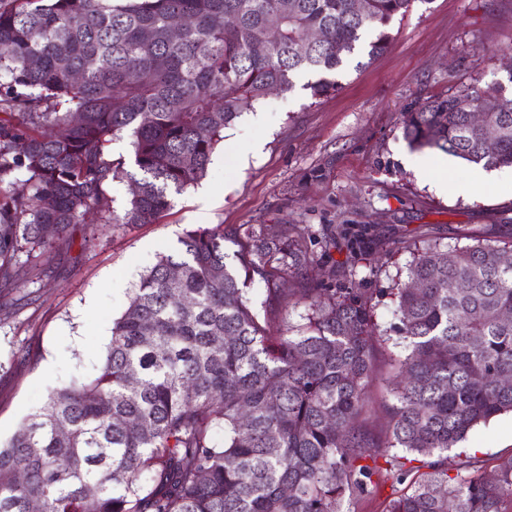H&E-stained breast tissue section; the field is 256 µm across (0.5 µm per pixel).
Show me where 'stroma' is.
I'll list each match as a JSON object with an SVG mask.
<instances>
[{
  "label": "stroma",
  "instance_id": "1",
  "mask_svg": "<svg viewBox=\"0 0 512 512\" xmlns=\"http://www.w3.org/2000/svg\"><path fill=\"white\" fill-rule=\"evenodd\" d=\"M392 32L384 55L361 53L337 70L338 91L315 98L298 88L245 110L225 128L206 175L156 223L77 226L51 276L15 288V305L0 310L1 443L53 389L98 375L112 323L145 271L186 229L219 224L271 236L284 224L308 227L321 259L307 286L352 288L369 300L381 340L365 419L384 436L387 382L405 354L392 290L414 248L445 250L486 234L512 240V168L466 196L454 189L469 172L457 158L416 177L404 163L401 113L419 98L506 81L512 0H414ZM320 167L325 177L313 178ZM328 238L335 247L325 248ZM461 454L492 465L512 457V414L476 426L449 451V465Z\"/></svg>",
  "mask_w": 512,
  "mask_h": 512
}]
</instances>
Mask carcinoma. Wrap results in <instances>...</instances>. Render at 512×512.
Masks as SVG:
<instances>
[{
  "label": "carcinoma",
  "instance_id": "obj_1",
  "mask_svg": "<svg viewBox=\"0 0 512 512\" xmlns=\"http://www.w3.org/2000/svg\"><path fill=\"white\" fill-rule=\"evenodd\" d=\"M413 0H0V304L50 269L91 216L153 224L202 179L224 128L301 73L338 89L350 56L385 52ZM190 23L177 36L170 20ZM317 30L321 39L306 42ZM500 130L488 145L473 109ZM410 147L512 167V93L497 82L401 113ZM126 136L133 169L107 151ZM137 189L113 214L110 189ZM236 247L226 252L224 243ZM113 321L101 373L50 392L0 444V512H346L373 476L408 482L385 512H512V458L486 473L444 453L512 413V266L484 236L416 252L395 283L405 355L389 440L360 424L379 336L361 295L301 288L306 323L274 333L288 274L318 255L298 225L194 228ZM395 448L403 455L389 454ZM426 458L414 475L408 456ZM97 488L89 497L88 486Z\"/></svg>",
  "mask_w": 512,
  "mask_h": 512
}]
</instances>
